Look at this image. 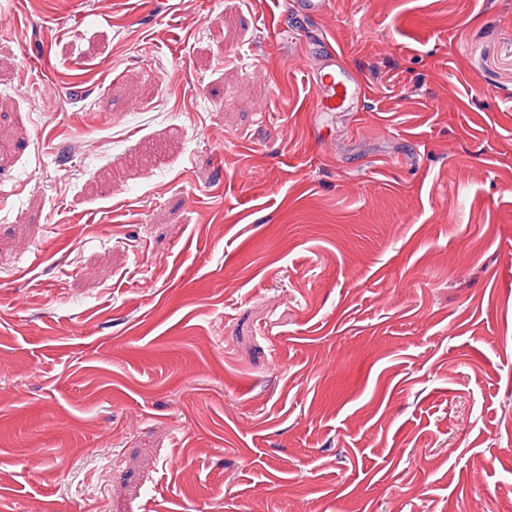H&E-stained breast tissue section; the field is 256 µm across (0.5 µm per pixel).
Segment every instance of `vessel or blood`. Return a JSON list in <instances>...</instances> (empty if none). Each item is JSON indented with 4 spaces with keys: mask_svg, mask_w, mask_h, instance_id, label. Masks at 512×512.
Here are the masks:
<instances>
[{
    "mask_svg": "<svg viewBox=\"0 0 512 512\" xmlns=\"http://www.w3.org/2000/svg\"><path fill=\"white\" fill-rule=\"evenodd\" d=\"M309 78L319 96V109L326 113L353 111L368 94L363 77L346 65L342 53L326 45Z\"/></svg>",
    "mask_w": 512,
    "mask_h": 512,
    "instance_id": "obj_1",
    "label": "vessel or blood"
}]
</instances>
